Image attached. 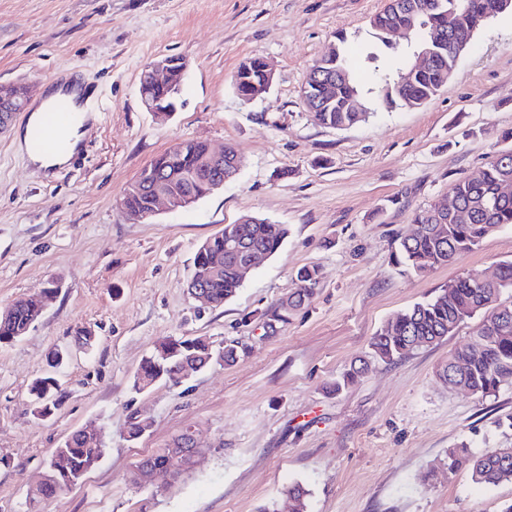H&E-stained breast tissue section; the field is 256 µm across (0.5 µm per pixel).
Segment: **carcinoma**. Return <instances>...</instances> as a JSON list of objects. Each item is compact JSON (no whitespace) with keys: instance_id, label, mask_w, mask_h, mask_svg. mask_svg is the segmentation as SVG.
Masks as SVG:
<instances>
[{"instance_id":"cac0c4a2","label":"carcinoma","mask_w":512,"mask_h":512,"mask_svg":"<svg viewBox=\"0 0 512 512\" xmlns=\"http://www.w3.org/2000/svg\"><path fill=\"white\" fill-rule=\"evenodd\" d=\"M512 11V3L502 0H387L385 7L370 20L376 38L395 64L386 62L381 53L371 51L367 62L374 75V86L364 88L349 65L345 49L337 47L318 61L311 72H323L336 78L324 108L309 109L313 119L321 125L343 128L366 120L368 113L357 106L360 99L372 96V102L385 108H419L429 102L455 74L459 54L445 45L431 40L438 30L449 40H462L470 46L477 32L491 19ZM427 55L418 66L417 57ZM264 62L252 57L237 68L233 84L244 100L263 87ZM511 152L507 157H493L475 174L458 180L451 193L457 209L466 213L461 220L456 213L435 200L413 217L417 230L411 236L397 241L392 252L396 264L416 274L425 275L434 269L454 262L464 253L476 249L482 240L505 225H512V194L503 195L501 188L512 185V145L504 147ZM208 145L192 140L186 151L177 158L164 152L150 162L158 174L170 184L205 192L207 184L219 172L205 165ZM123 208L131 213H148L152 206L150 192L128 194L122 198ZM234 236L250 249L274 254L288 236V226L273 224L265 218L248 217L244 224H226L210 238L207 257L223 253L224 239ZM495 279L478 287L467 276L448 282L440 294L418 302L398 313L370 342L371 354L386 362L399 360L409 353L453 334L464 321L482 311L497 318L493 326H480L472 340L448 355V366L458 365L459 374L440 379L448 385L461 388L483 398L492 397L505 384H512V304L501 302V295L512 290V262L497 267ZM318 268L305 266L295 274L298 288L288 296L282 308L285 311L303 305L314 294L318 283ZM243 284L239 266L233 259H224V273L205 280V289L215 306L231 299ZM23 301H16L15 317L0 321V344L17 340L27 332V314ZM167 343L180 346L179 354L170 358L154 352L144 360L134 379V388H140L142 377L173 381L183 361L200 363L214 351L202 337L166 338ZM47 391L52 408L62 399L59 387L52 377L35 381L31 391ZM68 455L71 471L81 472L93 467L104 454V448L84 443L79 438L60 446ZM461 468L471 471L478 484L495 486L512 478V448H493L479 457L469 455L462 448L448 449V472ZM288 499L295 503V512H305L308 490L295 483L286 490Z\"/></svg>"}]
</instances>
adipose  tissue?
<instances>
[{"label": "adipose tissue", "instance_id": "ef3b65f1", "mask_svg": "<svg viewBox=\"0 0 512 512\" xmlns=\"http://www.w3.org/2000/svg\"><path fill=\"white\" fill-rule=\"evenodd\" d=\"M62 97L70 99L73 109L77 114L75 122L67 131V146L63 151L46 154L32 146L28 133H20L17 137L19 149L26 153L30 162L46 170L63 166L71 159L83 137L82 127L89 119V100L79 84L71 81L58 86L48 87L46 91L47 103H54Z\"/></svg>", "mask_w": 512, "mask_h": 512}]
</instances>
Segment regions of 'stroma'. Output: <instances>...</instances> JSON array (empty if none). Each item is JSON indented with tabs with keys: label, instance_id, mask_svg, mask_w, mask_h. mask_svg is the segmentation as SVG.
Listing matches in <instances>:
<instances>
[{
	"label": "stroma",
	"instance_id": "35a3bbf8",
	"mask_svg": "<svg viewBox=\"0 0 512 512\" xmlns=\"http://www.w3.org/2000/svg\"><path fill=\"white\" fill-rule=\"evenodd\" d=\"M385 0H0V83L88 88L97 109L71 161L31 164L14 144L29 115L0 134V310L60 283L39 321L0 346V512H27V491L55 448L93 423L100 461L44 512H288L302 484L307 512H503L512 482L449 472V449L512 448V385L483 398L438 377L480 320L389 363L370 341L397 313L465 275L512 261V225L424 276L394 263L415 212L450 195L512 132V14L462 52L453 78L416 110L372 107L346 129L314 122L301 96L308 72L339 38L371 86V17ZM162 55L188 68L174 115L159 121L139 94ZM274 73L242 100L232 77L249 58ZM233 146L239 174L188 209L147 220L120 207L125 186L180 141ZM246 214L287 225L234 297L201 307L187 291L194 254ZM319 268L312 298L283 312L294 274ZM91 331L96 343L75 339ZM168 336L235 344L237 361L138 392L142 360ZM66 352L50 368L55 351ZM357 360L364 373L329 387ZM54 374L62 404L34 417L32 382ZM152 427L128 439L131 414ZM203 446L188 470L136 484L138 462L186 429Z\"/></svg>",
	"mask_w": 512,
	"mask_h": 512
}]
</instances>
